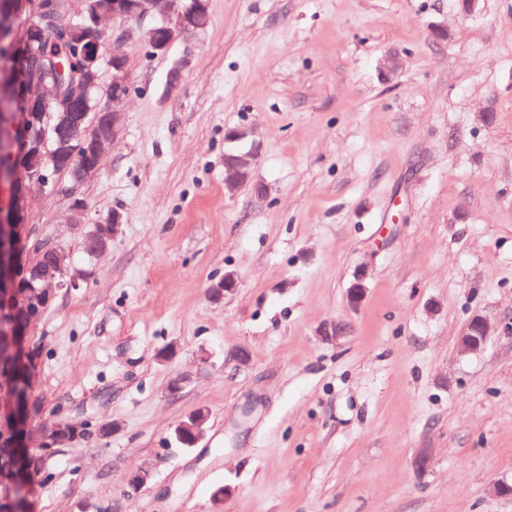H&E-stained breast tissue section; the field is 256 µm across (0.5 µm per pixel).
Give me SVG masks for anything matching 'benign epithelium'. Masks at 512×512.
<instances>
[{"label": "benign epithelium", "instance_id": "1", "mask_svg": "<svg viewBox=\"0 0 512 512\" xmlns=\"http://www.w3.org/2000/svg\"><path fill=\"white\" fill-rule=\"evenodd\" d=\"M74 0H12L8 18L0 21V37L13 49V55L0 60V149L12 158L44 156L53 167L60 165L80 169L87 160L102 161L121 132L124 107L136 92L129 79L125 54L116 49L110 55L112 81L101 86L98 70L103 46L111 21L139 20L153 14L157 0H112L105 3L93 17L92 33L84 47L75 36L73 20L85 13L86 0L81 8L73 9ZM167 9L159 22L161 40L155 38V28L145 33V43L152 56L168 53L179 36H194L210 24L209 0H166ZM41 17L43 39L71 47L68 74L49 52L29 54L34 29L24 22ZM403 66L400 54L390 52L382 58L380 71L385 78L395 75ZM185 64L173 66L167 75L166 90L172 95L181 87ZM261 151V143L252 141L249 150L224 156V187L233 192L248 181L253 163ZM16 167L0 169V181L10 186V203L0 210V363L13 367L9 380H0V397L9 404H0V437L7 440V449L0 450V502L11 512H25L30 476L37 468L47 472L49 460L58 447L84 437L85 429L60 420L41 429L36 455H30L27 445L29 426L42 412L40 403L31 399L30 388L42 365L41 350L28 345V331L43 317L56 296L57 290L68 285L78 286L76 279L60 281L69 254L63 249L50 253L33 248L29 258L21 259L20 249L28 234L31 208L30 185L56 192L59 182L37 172L27 180L15 176ZM71 199L70 221L83 223L86 201L76 190L66 189ZM125 222L119 209L112 210L99 222L98 241L90 248L101 253ZM26 265L34 271L30 301L19 308L13 303L16 296L19 267ZM366 271H360L346 292L351 307H359L365 299ZM492 326L482 315L473 316L457 338L461 355L475 354L485 347Z\"/></svg>", "mask_w": 512, "mask_h": 512}]
</instances>
